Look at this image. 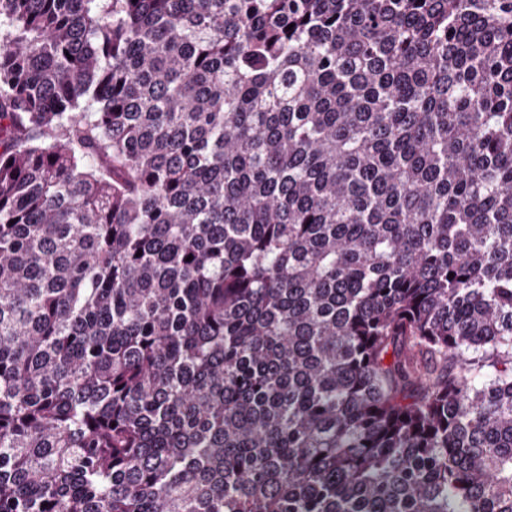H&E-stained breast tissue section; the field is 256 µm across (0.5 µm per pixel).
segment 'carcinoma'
I'll list each match as a JSON object with an SVG mask.
<instances>
[{"label": "carcinoma", "instance_id": "obj_1", "mask_svg": "<svg viewBox=\"0 0 512 512\" xmlns=\"http://www.w3.org/2000/svg\"><path fill=\"white\" fill-rule=\"evenodd\" d=\"M0 512H512V0H0Z\"/></svg>", "mask_w": 512, "mask_h": 512}]
</instances>
